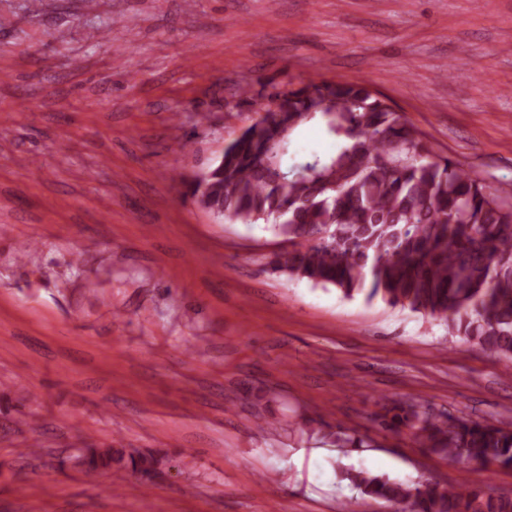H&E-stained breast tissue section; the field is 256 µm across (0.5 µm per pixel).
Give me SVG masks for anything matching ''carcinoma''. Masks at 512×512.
<instances>
[{
  "instance_id": "obj_1",
  "label": "carcinoma",
  "mask_w": 512,
  "mask_h": 512,
  "mask_svg": "<svg viewBox=\"0 0 512 512\" xmlns=\"http://www.w3.org/2000/svg\"><path fill=\"white\" fill-rule=\"evenodd\" d=\"M247 105L263 110L182 194L231 223L277 227L288 248L272 271L333 286L442 321L448 335L512 360V202L439 155L384 95L359 83L311 80L272 87ZM316 120L334 150L298 156L293 140ZM379 425L412 431L421 446L467 466L512 467V430L454 419L398 401ZM88 477L147 472L162 462L123 448H82ZM361 496L393 512H512V495L469 478L449 486L342 473Z\"/></svg>"
}]
</instances>
